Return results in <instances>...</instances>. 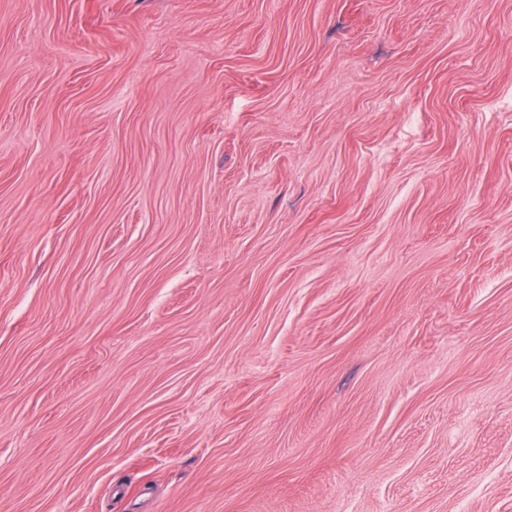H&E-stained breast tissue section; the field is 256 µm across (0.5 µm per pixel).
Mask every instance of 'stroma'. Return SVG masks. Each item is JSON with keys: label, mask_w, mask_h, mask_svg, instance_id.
Masks as SVG:
<instances>
[{"label": "stroma", "mask_w": 512, "mask_h": 512, "mask_svg": "<svg viewBox=\"0 0 512 512\" xmlns=\"http://www.w3.org/2000/svg\"><path fill=\"white\" fill-rule=\"evenodd\" d=\"M0 512H512V0H0Z\"/></svg>", "instance_id": "1"}]
</instances>
